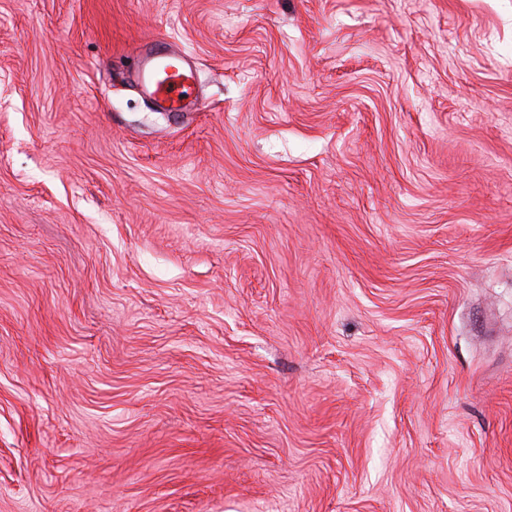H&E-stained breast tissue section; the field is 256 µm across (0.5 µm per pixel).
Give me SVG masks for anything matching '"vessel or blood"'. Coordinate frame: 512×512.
<instances>
[{
	"mask_svg": "<svg viewBox=\"0 0 512 512\" xmlns=\"http://www.w3.org/2000/svg\"><path fill=\"white\" fill-rule=\"evenodd\" d=\"M139 79L143 89L165 111L179 112L192 103L194 74L179 64L166 42L144 44Z\"/></svg>",
	"mask_w": 512,
	"mask_h": 512,
	"instance_id": "obj_1",
	"label": "vessel or blood"
}]
</instances>
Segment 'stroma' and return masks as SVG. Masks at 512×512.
Listing matches in <instances>:
<instances>
[{
    "mask_svg": "<svg viewBox=\"0 0 512 512\" xmlns=\"http://www.w3.org/2000/svg\"><path fill=\"white\" fill-rule=\"evenodd\" d=\"M0 512H512V0H0ZM139 79L143 89L167 112H181L193 103L194 74L161 40L145 43Z\"/></svg>",
    "mask_w": 512,
    "mask_h": 512,
    "instance_id": "35a3bbf8",
    "label": "stroma"
}]
</instances>
